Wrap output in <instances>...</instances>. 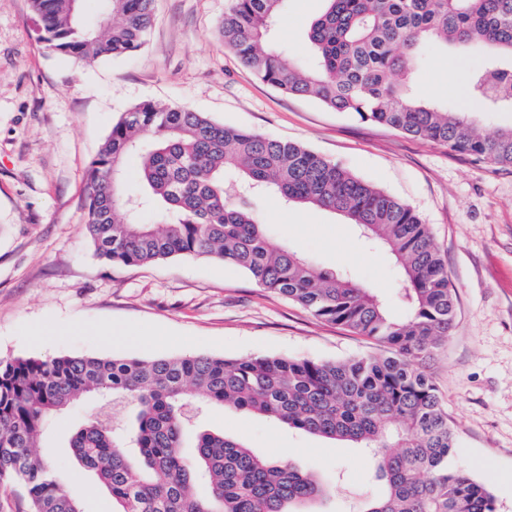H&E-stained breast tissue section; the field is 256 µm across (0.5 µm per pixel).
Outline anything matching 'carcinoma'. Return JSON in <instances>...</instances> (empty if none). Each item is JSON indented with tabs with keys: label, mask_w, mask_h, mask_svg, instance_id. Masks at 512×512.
I'll use <instances>...</instances> for the list:
<instances>
[{
	"label": "carcinoma",
	"mask_w": 512,
	"mask_h": 512,
	"mask_svg": "<svg viewBox=\"0 0 512 512\" xmlns=\"http://www.w3.org/2000/svg\"><path fill=\"white\" fill-rule=\"evenodd\" d=\"M80 0H31L40 39L87 64L136 53L152 26V0H101L102 28ZM287 0H231L222 37L257 78L289 95L346 112L480 160L512 167V126L486 135L462 111L417 97L410 76L424 46L479 42L472 97L512 110V0H323L301 68L275 43ZM140 185L123 191L125 162ZM339 213L398 268L399 309L346 272L270 245L254 202ZM86 230L96 256L146 265L174 256L219 258L264 291L385 346L379 357L336 362L284 355L227 359L101 355L0 358V498L25 490L29 512H82L58 468L35 455L45 419L87 394L136 406L125 440L90 419L69 447L118 512H310L326 484L289 459L270 460L220 431L189 432L187 408L212 404L340 439L370 455L384 493L358 512H495L488 488L449 466L456 452L448 413L424 360L448 338L455 315L448 267L428 225L408 203L300 143L226 126L187 107L139 103L112 126L91 162ZM152 211L158 222L144 224ZM193 455L185 456L187 434ZM137 449L134 459L126 442ZM206 482L204 492L195 480Z\"/></svg>",
	"instance_id": "carcinoma-1"
}]
</instances>
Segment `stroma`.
<instances>
[{
  "label": "stroma",
  "instance_id": "stroma-1",
  "mask_svg": "<svg viewBox=\"0 0 512 512\" xmlns=\"http://www.w3.org/2000/svg\"><path fill=\"white\" fill-rule=\"evenodd\" d=\"M230 0H155L143 48L87 65L65 61L39 38L30 0H0V358L62 354L288 355L319 361L381 355L367 338L259 289L216 258L177 256L149 266L106 263L85 231V186L99 147L121 114L151 101L204 112L225 125L302 143L409 203L445 259L456 316L425 365L457 440L453 467L484 483L496 512H512V167L365 122L285 94L244 68L221 37ZM322 0H288L277 43L307 56L309 22ZM483 50L431 48L413 75L416 94L470 113L483 133L512 125L485 111L464 78ZM272 246H286L385 294L401 286L394 266L368 249L342 215L259 202ZM118 329L107 337L108 328ZM95 418L121 428L112 404L89 397L46 419L40 456L61 472L84 512H110L68 446L71 429ZM201 427L235 437L275 460L331 482L320 512H355L383 490L363 452L220 405Z\"/></svg>",
  "mask_w": 512,
  "mask_h": 512
}]
</instances>
